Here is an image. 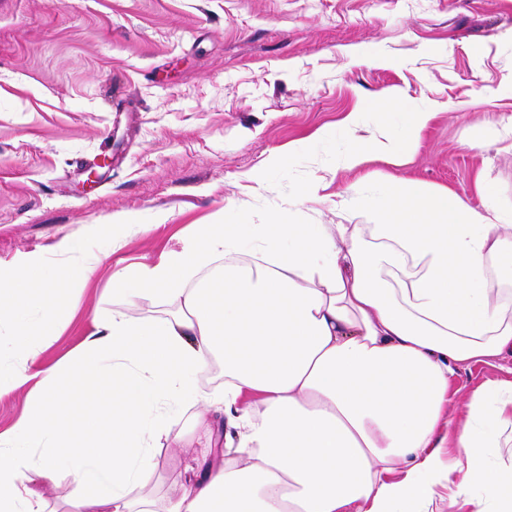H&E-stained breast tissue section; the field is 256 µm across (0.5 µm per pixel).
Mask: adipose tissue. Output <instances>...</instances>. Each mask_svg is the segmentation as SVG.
Returning <instances> with one entry per match:
<instances>
[{"instance_id": "ef3b65f1", "label": "adipose tissue", "mask_w": 512, "mask_h": 512, "mask_svg": "<svg viewBox=\"0 0 512 512\" xmlns=\"http://www.w3.org/2000/svg\"><path fill=\"white\" fill-rule=\"evenodd\" d=\"M433 118L410 113L402 136L373 137L344 167L401 159ZM336 205L375 221L255 225L256 259L194 286L241 247L242 225L206 224L196 247L116 275L125 310L43 370L0 448V512H44L40 488L64 474L84 491L80 512H419L440 486L449 512H512V471L489 454L512 427V383L479 385L465 419L448 414L459 366L512 355V303L488 286L491 260L512 257V223L401 179ZM94 272L68 261L0 271L15 357L0 362V386L26 383L65 289ZM161 293L178 301L168 318L131 313ZM216 365L223 392L197 394ZM189 406L186 442L205 453L168 504L147 490L153 444ZM447 446L459 452L450 463Z\"/></svg>"}]
</instances>
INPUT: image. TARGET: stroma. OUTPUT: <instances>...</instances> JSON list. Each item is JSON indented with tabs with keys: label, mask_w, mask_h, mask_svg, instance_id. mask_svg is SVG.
Returning a JSON list of instances; mask_svg holds the SVG:
<instances>
[{
	"label": "stroma",
	"mask_w": 512,
	"mask_h": 512,
	"mask_svg": "<svg viewBox=\"0 0 512 512\" xmlns=\"http://www.w3.org/2000/svg\"><path fill=\"white\" fill-rule=\"evenodd\" d=\"M397 89L389 112L376 98ZM435 112L395 165L342 159L406 115ZM512 0H0V268L98 260L43 336L24 387L0 389L15 431L37 372L122 309L112 275L191 244L202 224L269 223L318 178L302 224H367L337 195L396 177L512 212ZM112 157L98 184L85 171ZM512 382V356L459 368L448 411ZM186 420L160 440L150 485L176 497L201 451Z\"/></svg>",
	"instance_id": "obj_1"
}]
</instances>
